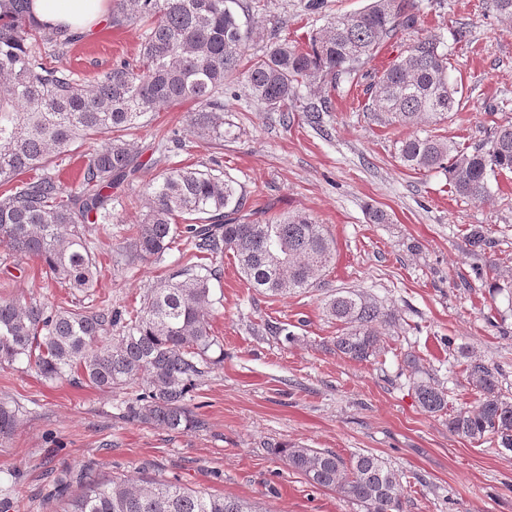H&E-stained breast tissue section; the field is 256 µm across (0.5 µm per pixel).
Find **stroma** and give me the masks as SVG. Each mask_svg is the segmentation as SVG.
Returning a JSON list of instances; mask_svg holds the SVG:
<instances>
[{"instance_id": "obj_1", "label": "stroma", "mask_w": 512, "mask_h": 512, "mask_svg": "<svg viewBox=\"0 0 512 512\" xmlns=\"http://www.w3.org/2000/svg\"><path fill=\"white\" fill-rule=\"evenodd\" d=\"M242 2L263 22L244 51L248 61L277 38L307 43L331 17L367 4ZM417 3L415 29L381 48L367 69L383 71L416 38L442 42L461 104L432 132L473 147L512 123V19L496 15L488 0ZM140 44V26L108 22L71 45L66 61L91 84L117 61L135 59ZM367 84L363 78L351 92L333 93L332 111L315 124L304 112L313 93L302 89L288 126L237 85L224 96L232 134L220 146L191 133L194 102L148 115L134 138L144 168L113 190L110 223L89 227L102 264L96 300L129 311L154 280L189 264L178 248L147 263L128 260L124 250L153 185L176 165L226 173L266 218L306 212L333 239L335 259L314 287L273 298L249 288L225 252L210 280L224 360L192 392L190 406L205 422L197 431L129 419L122 391L47 381L24 362L0 366V401L19 410L14 433L0 439V512H56L58 480L83 478L166 480L253 501L264 512H363L270 455L273 443L384 459L401 476L403 512H512V450L451 433L447 415L422 410L411 382L431 379L447 391L450 407L472 409L477 400L464 368L479 360L498 367L499 386L512 395V174L491 180L489 196L478 201L455 195L444 172L404 168L397 149L410 130L367 112ZM375 208L389 223L371 222ZM473 228L483 230L489 248L470 245ZM338 289L370 294L392 313L375 359L336 354L338 326L324 300ZM33 297L58 304L75 293L48 279L35 257L0 247V299ZM268 320L285 324L289 337L261 334ZM10 471L17 479H7Z\"/></svg>"}]
</instances>
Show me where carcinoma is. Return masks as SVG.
Listing matches in <instances>:
<instances>
[{"label":"carcinoma","mask_w":512,"mask_h":512,"mask_svg":"<svg viewBox=\"0 0 512 512\" xmlns=\"http://www.w3.org/2000/svg\"><path fill=\"white\" fill-rule=\"evenodd\" d=\"M237 0H112V24L144 27L135 62L122 60L92 86L64 62L76 36L37 21L31 0H0V182L29 174L0 196V246L39 258L50 278L89 293L99 275L86 228L112 218L111 190L142 166L134 143L116 136L90 156L79 186L67 190L50 162L79 141L136 130L150 112L193 101L194 135L224 141V88L243 81L258 103L282 112L300 88L329 82L332 89L359 82L360 72L384 44L415 27L416 0H371L364 9L331 18L305 47L283 40L242 66L245 47L262 26L243 24ZM52 48L49 58L33 50ZM448 52L434 39L418 38L369 84L371 106L390 124L438 123L458 111L457 85L449 80ZM332 109L328 95L305 112L317 122ZM398 159L411 170L440 169L451 190L482 200L490 179L512 173V124L501 125L468 151L436 135L413 134ZM245 196L224 175L170 167L151 191L148 211L126 245L131 259L149 261L184 241L195 262L156 282L139 308L123 318L104 301L72 307L33 300H0V365L25 361L48 380L82 381L102 391L130 390L127 416L169 431L205 426L188 403L211 366L224 360L212 333L210 277L213 262L229 250L249 287L284 296L313 286L333 259L322 225L296 212L263 224L240 216ZM340 323L334 348L363 362L381 350L382 327L392 319L371 296L338 291L325 302ZM121 335L111 339L112 328ZM219 356L212 357L214 348ZM478 406L448 415L449 430L470 440L488 438L512 448V397L499 388L496 369L466 365ZM422 409H447V393L425 378L414 381ZM17 410L0 402V437L12 434ZM314 486L335 490L366 512H401V476L373 454L349 461L331 451L271 444ZM60 512H258L243 500L185 489L164 480L89 482L62 495Z\"/></svg>","instance_id":"1"}]
</instances>
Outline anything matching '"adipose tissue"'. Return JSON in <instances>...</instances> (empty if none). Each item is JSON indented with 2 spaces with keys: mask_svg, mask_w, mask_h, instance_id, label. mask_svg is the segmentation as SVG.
<instances>
[{
  "mask_svg": "<svg viewBox=\"0 0 512 512\" xmlns=\"http://www.w3.org/2000/svg\"><path fill=\"white\" fill-rule=\"evenodd\" d=\"M31 11L40 21L80 33H90L107 19L106 0H32Z\"/></svg>",
  "mask_w": 512,
  "mask_h": 512,
  "instance_id": "adipose-tissue-1",
  "label": "adipose tissue"
}]
</instances>
